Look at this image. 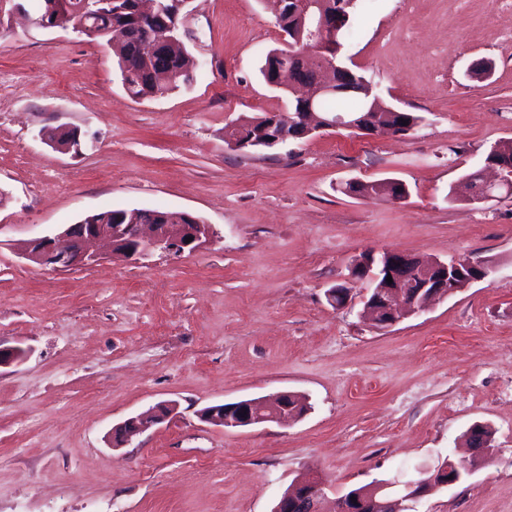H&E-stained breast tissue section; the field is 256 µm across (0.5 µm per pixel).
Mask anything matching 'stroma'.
I'll list each match as a JSON object with an SVG mask.
<instances>
[{
    "mask_svg": "<svg viewBox=\"0 0 512 512\" xmlns=\"http://www.w3.org/2000/svg\"><path fill=\"white\" fill-rule=\"evenodd\" d=\"M359 16L338 59L423 116L411 135L229 149L231 124L286 109L260 72L283 45L271 0H193L182 33L203 65L155 99L127 95L101 40L19 23L0 36V345L25 352L0 369V512H271L311 472L332 498L462 456L475 424L494 453L416 512H512V195L473 205L462 182L512 140V0H360ZM485 59L490 77L469 76ZM58 125L80 131V153L41 139ZM384 178L408 198L341 191ZM112 208L188 212L214 236L62 273L21 257V242ZM369 249L491 271L380 328L350 275ZM280 391L309 411L233 430L198 417ZM169 400L174 418L108 445L113 425Z\"/></svg>",
    "mask_w": 512,
    "mask_h": 512,
    "instance_id": "35a3bbf8",
    "label": "stroma"
}]
</instances>
